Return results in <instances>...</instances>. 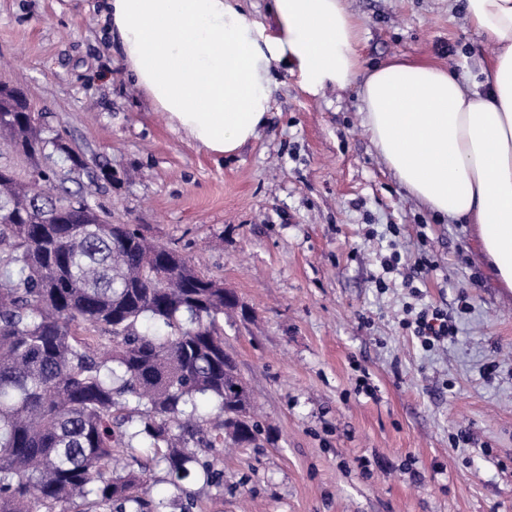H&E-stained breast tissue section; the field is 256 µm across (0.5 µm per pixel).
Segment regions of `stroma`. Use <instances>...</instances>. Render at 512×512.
<instances>
[{
	"label": "stroma",
	"mask_w": 512,
	"mask_h": 512,
	"mask_svg": "<svg viewBox=\"0 0 512 512\" xmlns=\"http://www.w3.org/2000/svg\"><path fill=\"white\" fill-rule=\"evenodd\" d=\"M348 4L366 66L397 57L468 80L493 59L448 0ZM102 5L0 0V81L72 154L59 183L239 299L224 347L260 436L218 449L223 485H195L193 512H512V290L476 226L437 220L407 192L353 86L314 97L278 66L267 122L234 155L173 132L125 71ZM392 224L403 265L434 263L419 295L376 286ZM427 303L458 328L430 350L398 325Z\"/></svg>",
	"instance_id": "1"
}]
</instances>
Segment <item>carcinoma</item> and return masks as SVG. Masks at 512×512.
<instances>
[{"instance_id": "cac0c4a2", "label": "carcinoma", "mask_w": 512, "mask_h": 512, "mask_svg": "<svg viewBox=\"0 0 512 512\" xmlns=\"http://www.w3.org/2000/svg\"><path fill=\"white\" fill-rule=\"evenodd\" d=\"M0 139L74 161L5 104ZM0 171V512H158L159 467L191 512L187 484L224 478L198 449L248 447L260 432L224 350L236 295L83 196L47 194L55 168L28 182Z\"/></svg>"}]
</instances>
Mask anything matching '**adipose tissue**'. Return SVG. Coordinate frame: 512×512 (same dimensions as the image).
I'll return each mask as SVG.
<instances>
[{"instance_id":"1","label":"adipose tissue","mask_w":512,"mask_h":512,"mask_svg":"<svg viewBox=\"0 0 512 512\" xmlns=\"http://www.w3.org/2000/svg\"><path fill=\"white\" fill-rule=\"evenodd\" d=\"M273 28L240 0H106L124 67L173 130L216 155L254 140L271 110L274 64L302 87L357 86L371 141L406 190L441 220L477 225L512 290V0H466L497 54L480 83L399 60L364 68L347 0H271Z\"/></svg>"}]
</instances>
